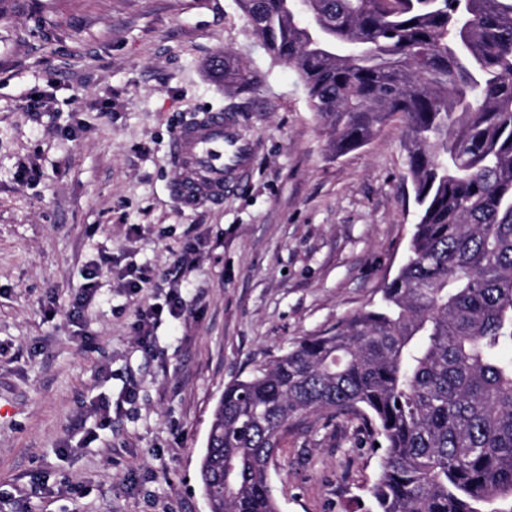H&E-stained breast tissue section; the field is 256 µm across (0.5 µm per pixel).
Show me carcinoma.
<instances>
[{"mask_svg":"<svg viewBox=\"0 0 512 512\" xmlns=\"http://www.w3.org/2000/svg\"><path fill=\"white\" fill-rule=\"evenodd\" d=\"M236 3L336 155L403 123L418 220L379 306L225 386L210 512H279L268 470L312 413L383 439L369 512H512V0ZM219 76L256 84L228 53Z\"/></svg>","mask_w":512,"mask_h":512,"instance_id":"obj_1","label":"carcinoma"}]
</instances>
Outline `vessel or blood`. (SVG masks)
Segmentation results:
<instances>
[{
	"mask_svg": "<svg viewBox=\"0 0 512 512\" xmlns=\"http://www.w3.org/2000/svg\"><path fill=\"white\" fill-rule=\"evenodd\" d=\"M169 151L175 178L171 192L188 206L217 203L242 187L259 148L239 122L224 112H205L172 133Z\"/></svg>",
	"mask_w": 512,
	"mask_h": 512,
	"instance_id": "1",
	"label": "vessel or blood"
}]
</instances>
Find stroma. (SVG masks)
I'll list each match as a JSON object with an SVG mask.
<instances>
[{
  "mask_svg": "<svg viewBox=\"0 0 512 512\" xmlns=\"http://www.w3.org/2000/svg\"><path fill=\"white\" fill-rule=\"evenodd\" d=\"M224 52L254 91L212 74ZM209 108L261 150L242 188L187 207L169 140ZM416 220L402 124L335 155L235 0H0V512H209L225 386L378 304ZM175 294L183 317L142 347L137 305ZM378 473L360 420L308 414L270 480L280 512H364Z\"/></svg>",
  "mask_w": 512,
  "mask_h": 512,
  "instance_id": "stroma-1",
  "label": "stroma"
}]
</instances>
